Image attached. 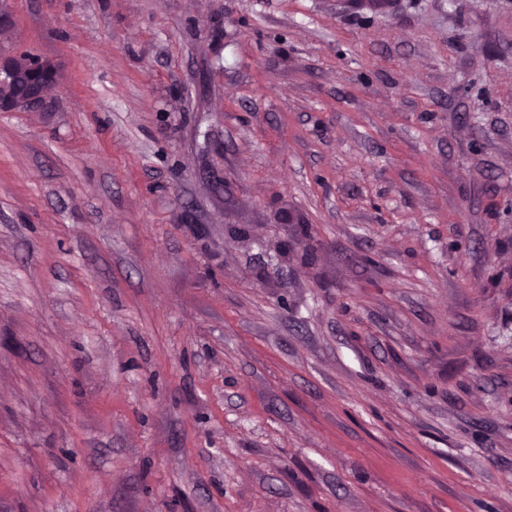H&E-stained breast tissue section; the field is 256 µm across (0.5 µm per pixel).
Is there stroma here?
Instances as JSON below:
<instances>
[{"mask_svg": "<svg viewBox=\"0 0 512 512\" xmlns=\"http://www.w3.org/2000/svg\"><path fill=\"white\" fill-rule=\"evenodd\" d=\"M0 47L63 69L0 112V512H512V0Z\"/></svg>", "mask_w": 512, "mask_h": 512, "instance_id": "1", "label": "stroma"}]
</instances>
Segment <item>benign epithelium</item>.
<instances>
[{
	"instance_id": "7a95c632",
	"label": "benign epithelium",
	"mask_w": 512,
	"mask_h": 512,
	"mask_svg": "<svg viewBox=\"0 0 512 512\" xmlns=\"http://www.w3.org/2000/svg\"><path fill=\"white\" fill-rule=\"evenodd\" d=\"M20 54L0 51V80L7 78L16 86L14 94L0 96V112H50L54 100L48 90L60 83L62 68L48 57L32 55L27 65L20 66Z\"/></svg>"
}]
</instances>
